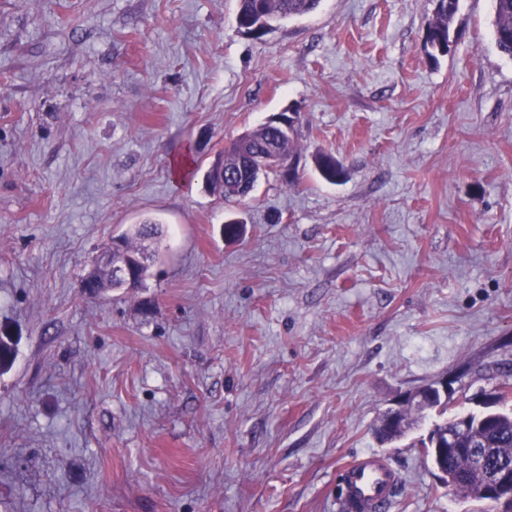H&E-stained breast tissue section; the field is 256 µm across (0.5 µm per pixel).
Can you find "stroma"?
Here are the masks:
<instances>
[{"mask_svg": "<svg viewBox=\"0 0 512 512\" xmlns=\"http://www.w3.org/2000/svg\"><path fill=\"white\" fill-rule=\"evenodd\" d=\"M434 8L321 0L256 38L237 0H0V512H336L361 453L400 473L391 512H501L425 466L437 411L374 435L420 387L455 415L512 370V58L491 0L430 58ZM287 109L298 179L209 192ZM148 217L144 286L82 296ZM314 163L319 175L330 183L340 182L347 175L344 162L333 153L322 152L317 154ZM441 389L439 387L433 386V387H423L418 390H416L413 394H411L407 399L406 403L402 406L395 408L392 410V413L388 415V418L385 421V414L383 415L381 419V424L378 428H376V435L380 442L386 443V442H392L396 439H400L407 431L410 429V427L417 423L419 419L424 418V411L427 409H434L438 408L439 415H443L446 411V405L441 402V399H438L436 402L430 403L428 405H423L417 407L416 415L414 417V420H412L407 427H404L402 424L403 418L399 417V426L398 425V418L396 416V413L398 411H402L404 416V423H406L409 420V412H408V406L412 404L422 403L426 404L431 401H433L436 397V395H439L441 397V392L448 389V383L447 381H441L440 382ZM384 421L387 425V427L394 431H387L386 426L384 424ZM397 428V429H396Z\"/></svg>", "mask_w": 512, "mask_h": 512, "instance_id": "35a3bbf8", "label": "stroma"}]
</instances>
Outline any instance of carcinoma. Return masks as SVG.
<instances>
[{"mask_svg":"<svg viewBox=\"0 0 512 512\" xmlns=\"http://www.w3.org/2000/svg\"><path fill=\"white\" fill-rule=\"evenodd\" d=\"M494 4L493 34L498 49L512 58V0H492ZM320 0H238L237 15L244 21L270 30L274 24L292 20L313 12ZM460 0H435L434 16L426 30L425 44L430 48L429 56L445 55L454 45L451 21L459 10ZM296 137H285L267 125L244 132L224 148L222 162L213 169L224 168V172L233 173L239 170L240 160L250 156L267 158L280 155L281 164L296 159ZM315 168L319 175L330 183L342 181L347 175L344 162L334 154L322 152L314 158ZM206 182L212 192L227 202H238L235 193L229 189V181L219 184L212 174L206 175ZM163 227L153 219L132 225L129 232L119 236L123 255L131 261L140 258L146 264L140 267L137 286H143L149 271L159 256ZM80 287L89 292V297L98 295L103 288H119L121 284L111 280L106 268H99L97 279L84 278ZM16 358L15 343L8 336L0 335V373L10 369ZM458 416L446 417L437 422L422 439L425 463L436 465L439 460L434 458L432 448L435 440H446L450 432L457 429ZM458 444L463 448H473L475 453L463 457L448 458V473L453 477L448 492L466 495L475 499H486L487 475L495 467L504 462L512 465V408L489 409L487 407L471 413L468 431L460 435Z\"/></svg>","mask_w":512,"mask_h":512,"instance_id":"1","label":"carcinoma"}]
</instances>
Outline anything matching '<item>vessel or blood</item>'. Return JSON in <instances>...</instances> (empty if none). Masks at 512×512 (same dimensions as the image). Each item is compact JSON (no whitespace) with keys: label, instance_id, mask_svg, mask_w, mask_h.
Wrapping results in <instances>:
<instances>
[{"label":"vessel or blood","instance_id":"obj_1","mask_svg":"<svg viewBox=\"0 0 512 512\" xmlns=\"http://www.w3.org/2000/svg\"><path fill=\"white\" fill-rule=\"evenodd\" d=\"M400 482L397 470L371 454L354 458L340 476L339 512H386Z\"/></svg>","mask_w":512,"mask_h":512}]
</instances>
